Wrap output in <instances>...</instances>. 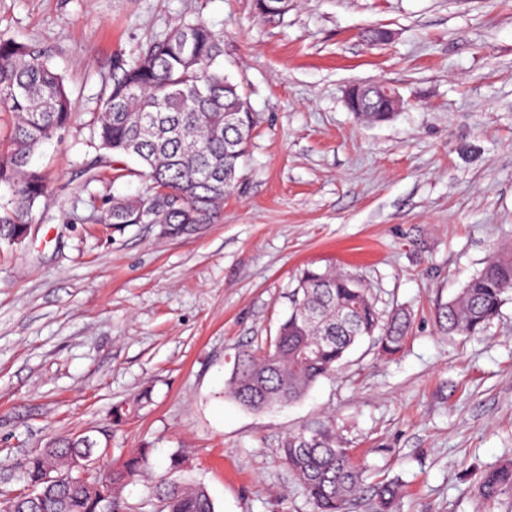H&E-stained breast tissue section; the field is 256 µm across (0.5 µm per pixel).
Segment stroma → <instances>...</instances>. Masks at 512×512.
<instances>
[{
	"label": "stroma",
	"instance_id": "stroma-1",
	"mask_svg": "<svg viewBox=\"0 0 512 512\" xmlns=\"http://www.w3.org/2000/svg\"><path fill=\"white\" fill-rule=\"evenodd\" d=\"M194 19L220 33L255 115L241 177L212 224L96 223L144 187L135 159L100 162L89 143L112 63ZM0 36L44 51L74 112L31 159L50 188L27 237L0 244V499L30 453L147 392L98 467L148 445L160 475L182 452L216 512H312L278 448L323 425L365 486L401 483L396 512H483L465 471L512 458V297L471 338L435 311L512 243V0H292L266 16L255 0H0ZM374 81L405 107L365 126L346 91ZM330 267L381 319L409 314L402 350L361 343L276 411L225 398L301 271Z\"/></svg>",
	"mask_w": 512,
	"mask_h": 512
}]
</instances>
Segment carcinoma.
I'll return each instance as SVG.
<instances>
[{
	"mask_svg": "<svg viewBox=\"0 0 512 512\" xmlns=\"http://www.w3.org/2000/svg\"><path fill=\"white\" fill-rule=\"evenodd\" d=\"M223 40L203 21H183L146 45L137 58L116 59L102 111L92 121L101 158L133 156L148 185L135 197H112L95 217L102 224H212L224 196L235 187L249 154L255 116L240 85L224 73ZM0 108L12 113L9 149L0 155V183L12 207L0 208V242L32 223L48 193L46 177L28 168L46 140L72 119L65 78L27 45L0 36ZM512 293V244L494 251L483 269L436 309L442 331L479 335ZM288 315L266 343L235 357L225 394L241 407L263 411L301 400L332 376L352 347L365 338L385 355L398 353L410 316L381 323L365 288L349 275L306 269L289 297ZM147 396L112 407V426L132 419ZM99 435L56 439L19 464L24 488L5 500L8 512H122L125 487L153 468V449H133L105 474L80 468L109 440ZM280 455L304 488L313 512H347L364 492L362 470L327 427L288 434ZM483 503L512 512V459L473 474ZM400 495L384 482L373 489L374 512H392ZM155 512H216L206 487L187 473L185 458L169 456L154 486Z\"/></svg>",
	"mask_w": 512,
	"mask_h": 512,
	"instance_id": "obj_1",
	"label": "carcinoma"
}]
</instances>
